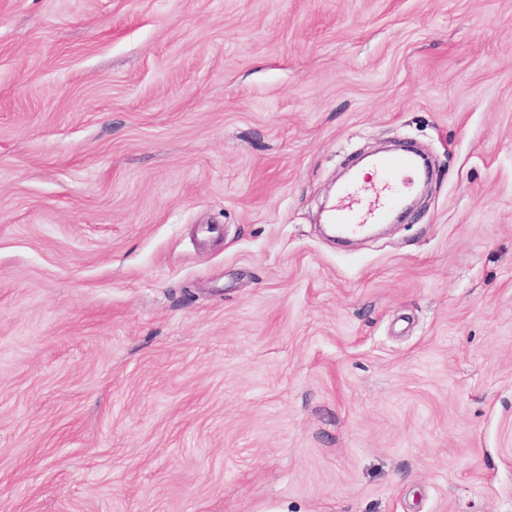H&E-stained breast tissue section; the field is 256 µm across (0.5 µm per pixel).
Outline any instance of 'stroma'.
Wrapping results in <instances>:
<instances>
[{"mask_svg": "<svg viewBox=\"0 0 512 512\" xmlns=\"http://www.w3.org/2000/svg\"><path fill=\"white\" fill-rule=\"evenodd\" d=\"M0 512H512V0H0ZM376 168L390 191L381 208L370 214L371 222L380 224L386 222L389 215L401 206L403 195L396 190L395 185L404 172L414 168V159L408 154L387 155L377 161ZM331 224H334L336 233L340 235L353 234L360 230L363 222L350 205H339L331 213Z\"/></svg>", "mask_w": 512, "mask_h": 512, "instance_id": "1", "label": "stroma"}]
</instances>
